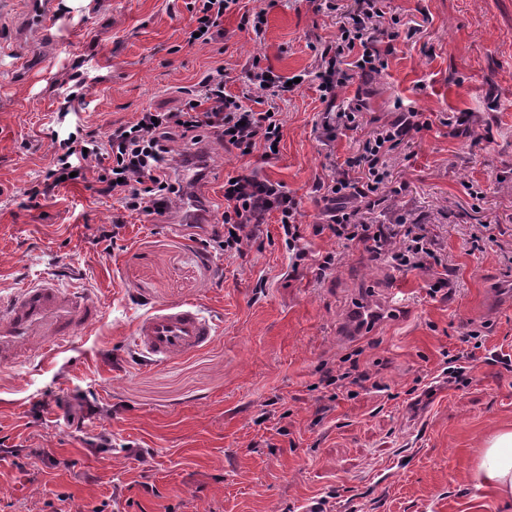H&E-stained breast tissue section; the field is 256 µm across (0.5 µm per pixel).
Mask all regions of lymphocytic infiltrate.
Wrapping results in <instances>:
<instances>
[{
	"instance_id": "f902f5d3",
	"label": "lymphocytic infiltrate",
	"mask_w": 512,
	"mask_h": 512,
	"mask_svg": "<svg viewBox=\"0 0 512 512\" xmlns=\"http://www.w3.org/2000/svg\"><path fill=\"white\" fill-rule=\"evenodd\" d=\"M199 36L187 37V44L208 43L224 35V17L239 14L242 25L262 34L263 11L247 8L243 0H188ZM385 12L381 0H353L348 21L338 29L334 41L322 44L315 78L320 98L326 105L320 124L327 142H334L340 130L361 129L366 121L362 96L339 102L340 91L353 79L369 81L388 65L390 48L381 47L376 36ZM291 88L272 67L253 56L240 94L226 92L224 70L205 75L196 86L184 89V99L174 111H144L128 124L99 135L90 130L62 143L41 183L28 189L30 199L45 197L66 184L86 181L95 173L98 195L115 199L129 212L145 217H162L183 193L177 176L179 156L175 145L183 139L201 142L202 131L213 132L226 149L245 155L261 151L272 157L283 136V124L276 113L277 101L285 100ZM265 100V110L249 107L248 99ZM433 121L422 112H403L379 123L365 140L361 151L333 166L327 179L317 182L314 191L323 203L320 224L314 235L362 244L370 257L386 260L393 267L431 274L430 297L448 292V259L437 237L427 225L397 216L386 224L373 223V214L384 211L389 197L401 194L393 179L390 160L410 148L416 134L430 130ZM277 216L291 256L292 270L314 269L317 279H325L339 261L335 253H314L307 246L298 222V201L283 183L257 174H239L224 185V211L217 224L196 225L190 240H205L208 246L232 257L242 254L247 243L257 241L259 231L270 216ZM321 382L330 390V400L354 398V389L372 380L358 363L326 370Z\"/></svg>"
}]
</instances>
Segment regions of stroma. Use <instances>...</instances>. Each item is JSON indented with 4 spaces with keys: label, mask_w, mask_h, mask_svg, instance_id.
Returning <instances> with one entry per match:
<instances>
[{
    "label": "stroma",
    "mask_w": 512,
    "mask_h": 512,
    "mask_svg": "<svg viewBox=\"0 0 512 512\" xmlns=\"http://www.w3.org/2000/svg\"><path fill=\"white\" fill-rule=\"evenodd\" d=\"M186 0H56L51 35L37 38L25 0H0V298L46 277L97 299L103 317L73 348L37 368L0 367V512H53L58 495L112 512H503L469 474L485 438L512 426V0H383L393 33L388 67L365 97L370 116L431 115L410 158L391 162L404 192L390 212L429 226L452 270L447 297L429 274L371 260L362 245L309 236L340 257L317 280L290 274L275 219L258 245L225 258L188 240L170 217L129 218L111 253L90 238L117 213L85 184L34 203L55 141L88 125L107 133L147 108L173 110L180 88L223 68L239 92L254 55L304 82L279 102L276 158L239 157L205 133L198 191L217 222L224 178L251 172L282 182L318 221L315 184L328 151L358 152L372 126L325 145L326 108L313 75L352 0H259L262 35L224 17V37L187 45ZM82 111L64 108L68 92ZM471 115V134L438 122ZM484 191L473 198L470 184ZM488 225L496 241L473 250ZM398 289L400 309L386 308ZM197 304L218 328L207 350L168 365L141 358L135 322L162 304ZM486 341L465 386L445 374V351L470 329ZM360 350L363 384L329 403L322 370ZM109 444H101V434Z\"/></svg>",
    "instance_id": "obj_1"
}]
</instances>
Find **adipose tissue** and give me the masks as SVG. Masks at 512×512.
Here are the masks:
<instances>
[{
	"label": "adipose tissue",
	"mask_w": 512,
	"mask_h": 512,
	"mask_svg": "<svg viewBox=\"0 0 512 512\" xmlns=\"http://www.w3.org/2000/svg\"><path fill=\"white\" fill-rule=\"evenodd\" d=\"M470 478L476 488L488 490L499 503L512 505L511 428H503L486 439Z\"/></svg>",
	"instance_id": "adipose-tissue-1"
}]
</instances>
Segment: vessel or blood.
I'll list each match as a JSON object with an SVG mask.
<instances>
[{"label": "vessel or blood", "instance_id": "obj_1", "mask_svg": "<svg viewBox=\"0 0 512 512\" xmlns=\"http://www.w3.org/2000/svg\"><path fill=\"white\" fill-rule=\"evenodd\" d=\"M42 33H49L52 0H27ZM102 308L84 291L58 288L53 280L21 288L0 305V364L45 359L72 342L80 330L97 324ZM217 337L214 321L191 303L167 304L140 318L133 330L139 350L162 364L174 363L209 347Z\"/></svg>", "mask_w": 512, "mask_h": 512}]
</instances>
